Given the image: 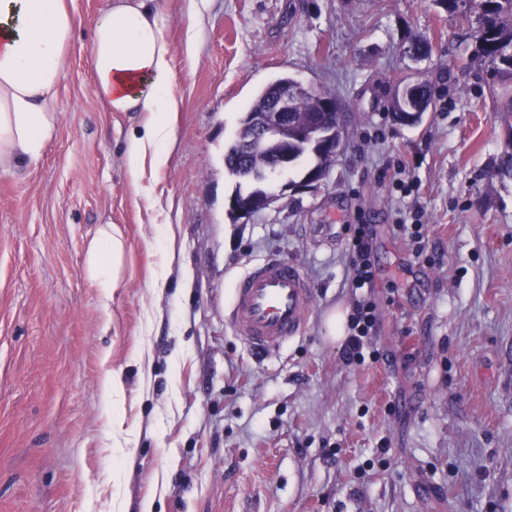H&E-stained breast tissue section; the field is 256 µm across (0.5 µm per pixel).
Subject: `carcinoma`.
I'll return each mask as SVG.
<instances>
[{
	"label": "carcinoma",
	"instance_id": "cac0c4a2",
	"mask_svg": "<svg viewBox=\"0 0 512 512\" xmlns=\"http://www.w3.org/2000/svg\"><path fill=\"white\" fill-rule=\"evenodd\" d=\"M474 8L467 13H459L457 0H438L445 6L460 24L467 26L475 42V58L483 66L487 74L496 80L507 95L505 108L512 112V0H470ZM287 76H279L261 87L253 96L252 101L239 120L236 136L224 145V169L237 179L233 191L235 195H244L264 189L261 182L252 181L243 176L242 171L264 172L273 168L283 149L277 139L258 142L257 117L268 108L275 89ZM421 95L426 97L425 106H420L415 90L399 96L391 95L387 102V110L393 117H401L413 110L417 111V121H422L425 112L434 103L433 84L429 80L420 83ZM336 104V112L322 114V120L336 121L340 128H345L344 113L336 94L322 88L313 93H304L294 112L288 116V150L292 152V162L301 163L302 169L315 165V152L318 146L308 143L304 135L308 113L324 109L326 104Z\"/></svg>",
	"mask_w": 512,
	"mask_h": 512
}]
</instances>
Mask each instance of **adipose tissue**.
I'll return each mask as SVG.
<instances>
[{
    "instance_id": "1",
    "label": "adipose tissue",
    "mask_w": 512,
    "mask_h": 512,
    "mask_svg": "<svg viewBox=\"0 0 512 512\" xmlns=\"http://www.w3.org/2000/svg\"><path fill=\"white\" fill-rule=\"evenodd\" d=\"M77 25L66 0H0V170L36 164L56 139L58 83ZM88 63L107 111L146 115L125 146L131 179L163 169L177 140L182 100L175 92L170 23L159 0H110ZM125 248L109 224L88 243L86 274L103 297L121 280Z\"/></svg>"
}]
</instances>
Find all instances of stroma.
Returning <instances> with one entry per match:
<instances>
[{"instance_id": "obj_1", "label": "stroma", "mask_w": 512, "mask_h": 512, "mask_svg": "<svg viewBox=\"0 0 512 512\" xmlns=\"http://www.w3.org/2000/svg\"><path fill=\"white\" fill-rule=\"evenodd\" d=\"M107 3L67 0L58 136L0 171V512H512V177L494 175L512 116L473 40L437 0H160L179 137L136 185L125 144L145 116L106 111L88 64ZM415 39L425 57L404 55ZM282 74L335 91L346 147L320 188L235 224L224 144ZM418 77L435 104L399 124L387 100ZM399 162L412 192L379 177ZM403 207L424 215L425 256L393 232ZM361 209L379 323L349 365L325 320L351 306ZM104 224L127 242L108 300L85 271ZM267 257L300 267L314 307L257 358L224 306Z\"/></svg>"}]
</instances>
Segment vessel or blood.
<instances>
[{"instance_id": "b4317fda", "label": "vessel or blood", "mask_w": 512, "mask_h": 512, "mask_svg": "<svg viewBox=\"0 0 512 512\" xmlns=\"http://www.w3.org/2000/svg\"><path fill=\"white\" fill-rule=\"evenodd\" d=\"M313 301L314 291L296 263L269 258L236 280L225 316L255 353L266 355L303 331Z\"/></svg>"}]
</instances>
